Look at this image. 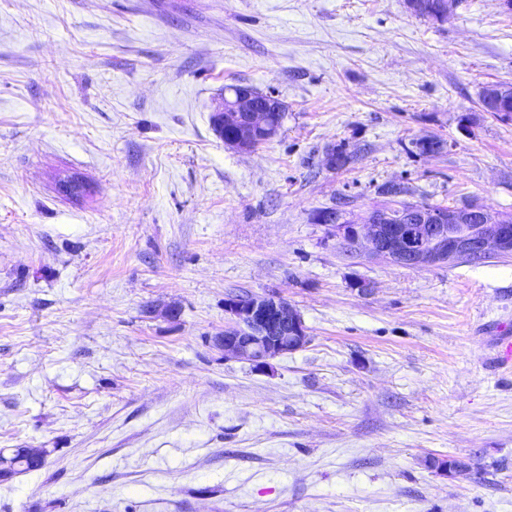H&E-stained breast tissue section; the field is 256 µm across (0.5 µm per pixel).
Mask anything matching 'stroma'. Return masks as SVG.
Listing matches in <instances>:
<instances>
[{
	"label": "stroma",
	"instance_id": "1",
	"mask_svg": "<svg viewBox=\"0 0 512 512\" xmlns=\"http://www.w3.org/2000/svg\"><path fill=\"white\" fill-rule=\"evenodd\" d=\"M496 83L497 0H0V449L48 451L0 512H512V257H348L315 219L363 223L390 181L512 215ZM236 84L285 107L249 152L211 122ZM238 293L309 344L225 357Z\"/></svg>",
	"mask_w": 512,
	"mask_h": 512
}]
</instances>
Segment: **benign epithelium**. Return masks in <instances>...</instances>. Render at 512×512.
<instances>
[{"label": "benign epithelium", "instance_id": "obj_1", "mask_svg": "<svg viewBox=\"0 0 512 512\" xmlns=\"http://www.w3.org/2000/svg\"><path fill=\"white\" fill-rule=\"evenodd\" d=\"M282 111L273 93L235 85L224 91L212 122L225 146L248 151L278 135L281 125L273 113ZM336 231L348 256L367 253L412 268L460 261L480 264L491 256L512 255V223L479 207H406L401 202ZM224 312L229 323L211 342L224 356L247 361L258 372L267 370L275 357L297 352L310 341L301 315L281 298L230 295L224 299Z\"/></svg>", "mask_w": 512, "mask_h": 512}]
</instances>
